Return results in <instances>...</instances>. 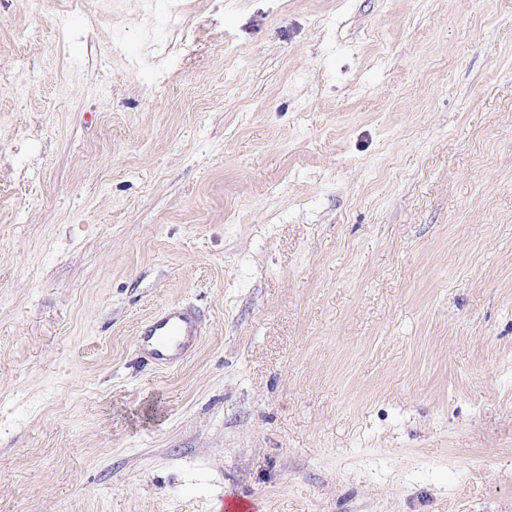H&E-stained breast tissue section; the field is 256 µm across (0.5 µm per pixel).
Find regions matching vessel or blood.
<instances>
[{"mask_svg": "<svg viewBox=\"0 0 512 512\" xmlns=\"http://www.w3.org/2000/svg\"><path fill=\"white\" fill-rule=\"evenodd\" d=\"M202 336V321L196 309L171 304L140 326L136 348L143 361L157 367H171L183 362L197 348Z\"/></svg>", "mask_w": 512, "mask_h": 512, "instance_id": "1", "label": "vessel or blood"}]
</instances>
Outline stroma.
I'll list each match as a JSON object with an SVG mask.
<instances>
[{
	"mask_svg": "<svg viewBox=\"0 0 512 512\" xmlns=\"http://www.w3.org/2000/svg\"><path fill=\"white\" fill-rule=\"evenodd\" d=\"M228 499L512 512V0H0V512ZM202 336V321L196 309L171 304L140 326L136 348L143 361L157 367H171L183 362L197 348Z\"/></svg>",
	"mask_w": 512,
	"mask_h": 512,
	"instance_id": "stroma-1",
	"label": "stroma"
}]
</instances>
